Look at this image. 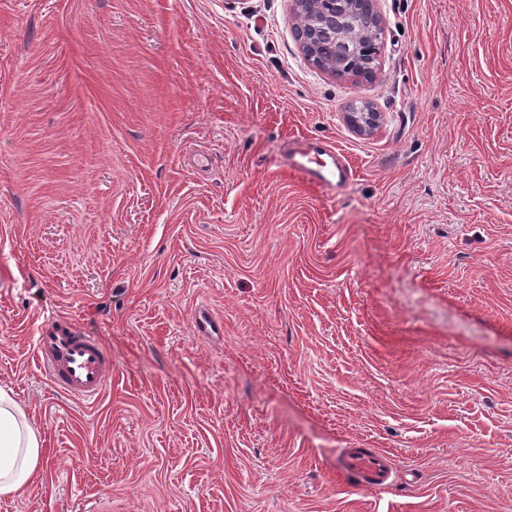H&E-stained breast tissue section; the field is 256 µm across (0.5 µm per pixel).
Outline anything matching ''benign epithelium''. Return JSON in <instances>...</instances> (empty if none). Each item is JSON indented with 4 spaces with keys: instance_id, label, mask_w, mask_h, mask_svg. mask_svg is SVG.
<instances>
[{
    "instance_id": "obj_1",
    "label": "benign epithelium",
    "mask_w": 512,
    "mask_h": 512,
    "mask_svg": "<svg viewBox=\"0 0 512 512\" xmlns=\"http://www.w3.org/2000/svg\"><path fill=\"white\" fill-rule=\"evenodd\" d=\"M379 0H291L292 12L303 14L307 28L297 35L307 62L340 79L364 77L360 46L352 33L358 30L384 31L385 20ZM343 117L359 136H372L383 123V113L368 101L347 110Z\"/></svg>"
}]
</instances>
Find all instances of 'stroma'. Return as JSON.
I'll list each match as a JSON object with an SVG mask.
<instances>
[{
    "label": "stroma",
    "instance_id": "1",
    "mask_svg": "<svg viewBox=\"0 0 512 512\" xmlns=\"http://www.w3.org/2000/svg\"><path fill=\"white\" fill-rule=\"evenodd\" d=\"M379 6L351 81L289 0H0V387L45 452L0 512H512V0ZM49 314L109 350L97 399L39 368ZM352 109H355L356 112H353ZM343 117L355 134L364 137L374 135L383 123V113L378 112L368 101H363L359 107L351 108L349 106ZM322 155L326 156L328 160L312 159L305 141H298L288 152V165L310 182L328 191H335L344 177L345 181L347 180L349 172L344 165L341 168L336 162V155L339 153L334 147L327 144ZM339 467L346 475L370 487H384L394 480L396 471L390 459L378 451L345 449Z\"/></svg>",
    "mask_w": 512,
    "mask_h": 512
}]
</instances>
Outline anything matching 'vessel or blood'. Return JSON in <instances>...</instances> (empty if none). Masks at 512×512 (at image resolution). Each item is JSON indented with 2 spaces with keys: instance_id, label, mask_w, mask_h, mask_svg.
<instances>
[{
  "instance_id": "b4317fda",
  "label": "vessel or blood",
  "mask_w": 512,
  "mask_h": 512,
  "mask_svg": "<svg viewBox=\"0 0 512 512\" xmlns=\"http://www.w3.org/2000/svg\"><path fill=\"white\" fill-rule=\"evenodd\" d=\"M323 154V160L312 159L305 142L299 141L288 153V164L310 182L333 191L348 170L338 165L335 148L326 147ZM35 358L58 389L79 401L98 398L112 376V360L100 340L63 317L52 316L41 324ZM339 467L370 487L387 486L396 474L385 454L356 448L345 449Z\"/></svg>"
}]
</instances>
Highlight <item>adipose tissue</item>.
Wrapping results in <instances>:
<instances>
[{
    "label": "adipose tissue",
    "instance_id": "adipose-tissue-1",
    "mask_svg": "<svg viewBox=\"0 0 512 512\" xmlns=\"http://www.w3.org/2000/svg\"><path fill=\"white\" fill-rule=\"evenodd\" d=\"M43 440L11 391L0 388V498L20 496L42 470Z\"/></svg>",
    "mask_w": 512,
    "mask_h": 512
}]
</instances>
